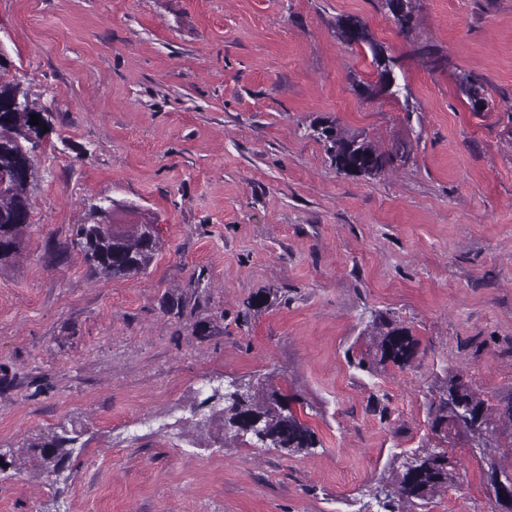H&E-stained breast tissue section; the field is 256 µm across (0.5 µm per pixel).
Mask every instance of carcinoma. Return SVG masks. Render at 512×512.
Here are the masks:
<instances>
[{
    "instance_id": "1",
    "label": "carcinoma",
    "mask_w": 512,
    "mask_h": 512,
    "mask_svg": "<svg viewBox=\"0 0 512 512\" xmlns=\"http://www.w3.org/2000/svg\"><path fill=\"white\" fill-rule=\"evenodd\" d=\"M385 0V7L399 34L409 35L414 26L413 0ZM338 39L347 46L366 47L378 77H383L382 64L397 68L399 59L377 42L367 24L359 17L346 15L336 24ZM459 85L471 108L480 112L486 105L481 80L472 74L459 77ZM19 100L24 108L11 112L0 121V177L7 180L6 190L0 191V264L20 254L23 233L27 224L21 218L30 214L32 202L29 186L35 178L33 159L30 157L33 137H41V128L29 124L31 116L40 115L36 102L20 84L0 81V104ZM313 137L322 142L336 172L344 175L375 179L396 163L407 160L405 147L385 152L372 141L349 136L333 121H326L323 130L311 127ZM93 222L79 224L74 244L83 255L90 272L104 278L122 279L147 271L161 249L158 231L150 223L120 224L116 206L111 199L92 206ZM373 360L360 359L356 367L375 375L392 364L403 368L412 362L418 350V341L410 331L384 316H376L366 326ZM224 427L242 438L245 434L288 455L310 452L320 441L315 432L291 409L288 396L260 383L241 393L224 394V408L219 411ZM431 432L437 437L435 444H426L407 454L411 465L390 468L385 484L376 487L374 498L386 512L413 503L429 500L448 491L454 484V466L448 455L456 441L463 440L479 450L483 471L490 475H509L506 461L512 459V402L498 408L489 404L484 394L476 391L459 374L445 378L434 387L429 400ZM256 419L259 426L247 431V421ZM69 439L48 444H34L28 448L32 459L42 470L60 466L70 456Z\"/></svg>"
}]
</instances>
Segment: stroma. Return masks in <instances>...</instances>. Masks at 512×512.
<instances>
[{"label": "stroma", "mask_w": 512, "mask_h": 512, "mask_svg": "<svg viewBox=\"0 0 512 512\" xmlns=\"http://www.w3.org/2000/svg\"><path fill=\"white\" fill-rule=\"evenodd\" d=\"M349 14L409 104L365 94ZM414 15L403 36L384 0H0V81L48 109L25 247L0 265V454L75 441L60 474L0 466V512H375L447 372L512 401V0ZM327 119L408 162L337 173L308 135ZM105 198L156 225L146 273L84 264L73 228ZM378 311L419 350L374 376L356 363ZM266 376L313 454L202 424L214 392ZM452 456L455 485L411 512H497L468 444ZM336 34L338 39L348 47L354 48L363 46L367 47L370 51L372 57L371 62L378 73V81L374 85L366 86V93L369 95L379 94L377 90L378 82L383 77L386 65L384 66V70H381V67L384 62H388L392 66L396 81L391 98L398 102L401 100H403L404 103L408 102L411 94L408 91V86L406 83L402 84L399 82L395 75V69L398 66L399 59L389 54L383 44H380L373 38L367 24L361 18L352 15L339 18L336 24ZM459 85L472 110L475 112L482 111L486 105V98L484 97L485 90L481 80L473 74H463L459 77Z\"/></svg>", "instance_id": "1"}]
</instances>
